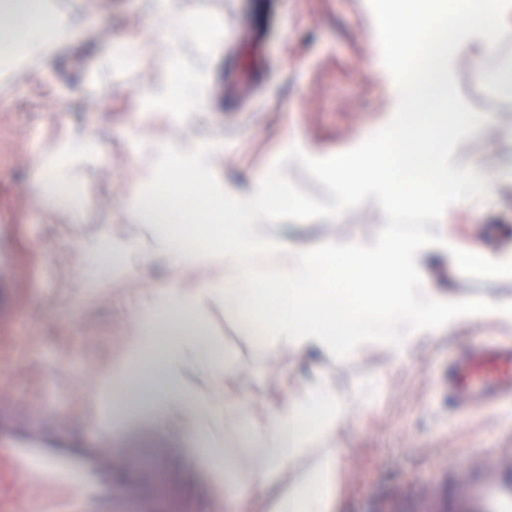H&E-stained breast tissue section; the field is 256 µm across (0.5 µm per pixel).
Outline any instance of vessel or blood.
Listing matches in <instances>:
<instances>
[{"label":"vessel or blood","mask_w":512,"mask_h":512,"mask_svg":"<svg viewBox=\"0 0 512 512\" xmlns=\"http://www.w3.org/2000/svg\"><path fill=\"white\" fill-rule=\"evenodd\" d=\"M8 232L1 224L0 323L22 308L10 281ZM101 380L90 366L70 390L85 397ZM444 383L449 403L459 409L512 397V345L473 341L449 356ZM416 497L419 512H512V448L474 456ZM119 503L111 424H100L85 444L58 437L50 415L24 409L0 416V512H118Z\"/></svg>","instance_id":"1"}]
</instances>
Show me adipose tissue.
Masks as SVG:
<instances>
[{
    "label": "adipose tissue",
    "mask_w": 512,
    "mask_h": 512,
    "mask_svg": "<svg viewBox=\"0 0 512 512\" xmlns=\"http://www.w3.org/2000/svg\"><path fill=\"white\" fill-rule=\"evenodd\" d=\"M141 7L147 18L166 21L162 36L167 57L157 65L158 80L149 98L165 106L176 94L179 111H202L212 54L209 46L197 42L196 18L177 10L174 0H141ZM0 13L20 20L8 35L12 50L19 54L71 42L88 24L86 18L57 11L50 0H0ZM504 25L512 27V0H485L479 10L464 0L460 18L449 23L431 54L428 78L402 77L393 83L396 109L386 128L368 132L356 146L324 160L332 189L330 215L371 202L382 219L374 242L355 235L333 237L316 257L297 239L274 231L284 216L280 170L313 157L311 149L296 139H289L275 169L244 188L211 180V173L223 164L218 142L200 137L156 145L160 165L150 175L152 191L180 197L190 184L208 183L210 194L224 200L219 216L224 242L186 246L178 229L182 215L146 207L138 186H129V219L152 226L155 257L172 277L156 299L146 302L141 316L153 338L142 355L145 374L136 381L121 370L112 375L113 383L123 388L116 414L150 409L202 431L212 442L211 455L223 460L232 477H245L253 495L260 497L272 475L335 431L345 410L322 378L303 396L284 395L261 414L245 383L229 370L224 373V388L233 392L232 400L216 399L211 390L189 391L187 366L211 370L216 363L215 348L193 320L209 301L223 299L239 312H273L276 339L303 360L339 350L359 357L379 343L402 361L425 342L465 327L492 323L512 329V300L464 297L432 284L428 277L430 266L446 263L512 278V251L493 255L448 232L461 213L477 215L491 189L512 184L511 171L489 168L466 155L474 123L461 112L451 81L453 67L461 64L491 82H512L511 64L494 71L485 65L491 35ZM381 141L392 142L398 151L392 163L379 168L368 158ZM50 153L31 195L50 219L63 215L69 223H78L92 201L84 193L68 191L63 171L75 164H99L101 154L93 143L73 135L56 141ZM408 171L438 184L433 202L425 204L393 191V184ZM325 257L344 261L359 275L398 271L389 288L390 300L378 316L361 313L346 302L326 277L321 265ZM189 264L205 276L200 284L180 285L177 275ZM338 468L339 456L331 454L307 480L277 497L273 512H330Z\"/></svg>",
    "instance_id": "obj_1"
}]
</instances>
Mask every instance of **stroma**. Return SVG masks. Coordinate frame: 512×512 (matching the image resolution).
I'll list each match as a JSON object with an SVG mask.
<instances>
[{
    "label": "stroma",
    "instance_id": "stroma-1",
    "mask_svg": "<svg viewBox=\"0 0 512 512\" xmlns=\"http://www.w3.org/2000/svg\"><path fill=\"white\" fill-rule=\"evenodd\" d=\"M387 0H188L195 16L218 19L223 37L212 40L213 72L208 81V130L224 144L226 180L245 182L277 159L296 137L319 155L353 145L383 125L394 101L390 87L396 63L385 56L379 16ZM250 19L252 42L234 39L240 17ZM91 28L153 39L156 25L141 15L137 0H112L109 10L89 19ZM106 49L76 34L49 67L20 79L13 68L0 70V225L10 227L12 279L24 298L23 311L0 328V369L17 371L6 392L35 411H50L57 430L86 438L90 406L101 393L81 401L66 390L86 367L104 378L113 369L136 365L125 326L158 286L169 281L159 262L149 260L152 231L129 224L128 185L157 165L151 153L162 136L180 138L183 128L142 116V97L151 80L145 64L114 68L100 82L89 74ZM453 89L464 111L475 113L479 131L495 134L489 160L512 169V84L478 82L462 66L453 72ZM78 131L103 149L99 167L78 173L93 200L77 224H51L36 204L21 206L27 188L41 175L37 160L58 139ZM285 182L300 202L287 228L308 248L340 227L321 215L327 185L319 167L299 166ZM489 218L462 217L449 225L455 237L487 251L512 248V188ZM138 241L130 256L132 281L98 282L92 247L106 231ZM433 279L450 282L473 297L512 298V280L481 270L439 269ZM209 337L220 346L225 364L247 369L259 408L276 404L284 390L301 392L309 375L286 343H261L255 326L211 301L201 312ZM512 343V333L491 324L464 328L439 338L398 363L380 345L361 358L346 354L323 358L337 396L349 413L325 448L341 454L334 493L339 512H379L394 495L437 482L472 454L492 455L512 448V401L480 410H449L435 379L448 368V355L474 338ZM113 447L119 479L149 478L160 467L175 497L154 504V512H213L215 502L230 506L248 495L243 480L232 479L223 461L210 456L205 440L192 429L147 413L113 420ZM140 430L173 438L169 448L131 447L128 434ZM325 448L311 449L275 476L270 497L303 480Z\"/></svg>",
    "mask_w": 512,
    "mask_h": 512
}]
</instances>
